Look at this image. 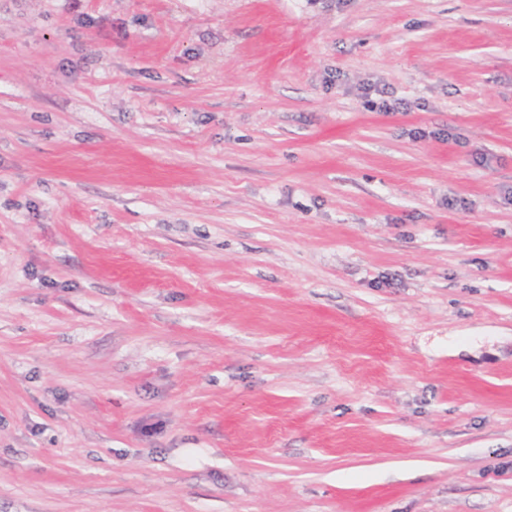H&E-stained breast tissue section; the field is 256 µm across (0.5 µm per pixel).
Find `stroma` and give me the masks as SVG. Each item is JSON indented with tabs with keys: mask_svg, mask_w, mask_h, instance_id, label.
<instances>
[{
	"mask_svg": "<svg viewBox=\"0 0 512 512\" xmlns=\"http://www.w3.org/2000/svg\"><path fill=\"white\" fill-rule=\"evenodd\" d=\"M0 512H512V0H0Z\"/></svg>",
	"mask_w": 512,
	"mask_h": 512,
	"instance_id": "35a3bbf8",
	"label": "stroma"
}]
</instances>
